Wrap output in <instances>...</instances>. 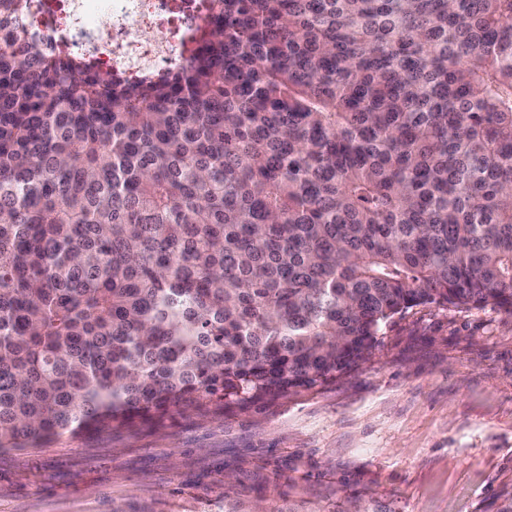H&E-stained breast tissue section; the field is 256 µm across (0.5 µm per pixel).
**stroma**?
<instances>
[{"label":"stroma","instance_id":"1","mask_svg":"<svg viewBox=\"0 0 512 512\" xmlns=\"http://www.w3.org/2000/svg\"><path fill=\"white\" fill-rule=\"evenodd\" d=\"M512 314L427 304L332 381L0 449V512H497Z\"/></svg>","mask_w":512,"mask_h":512}]
</instances>
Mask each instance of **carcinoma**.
<instances>
[{"mask_svg": "<svg viewBox=\"0 0 512 512\" xmlns=\"http://www.w3.org/2000/svg\"><path fill=\"white\" fill-rule=\"evenodd\" d=\"M0 0V448L358 367L512 313V0H211L129 80Z\"/></svg>", "mask_w": 512, "mask_h": 512, "instance_id": "cac0c4a2", "label": "carcinoma"}]
</instances>
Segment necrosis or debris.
I'll return each mask as SVG.
<instances>
[{
  "instance_id": "necrosis-or-debris-1",
  "label": "necrosis or debris",
  "mask_w": 512,
  "mask_h": 512,
  "mask_svg": "<svg viewBox=\"0 0 512 512\" xmlns=\"http://www.w3.org/2000/svg\"><path fill=\"white\" fill-rule=\"evenodd\" d=\"M27 23L31 32L66 39L71 49L89 55L101 70L141 76L180 61L181 43L194 27L207 22L209 0H35ZM111 26L95 30L101 12ZM153 37H144V29Z\"/></svg>"
}]
</instances>
